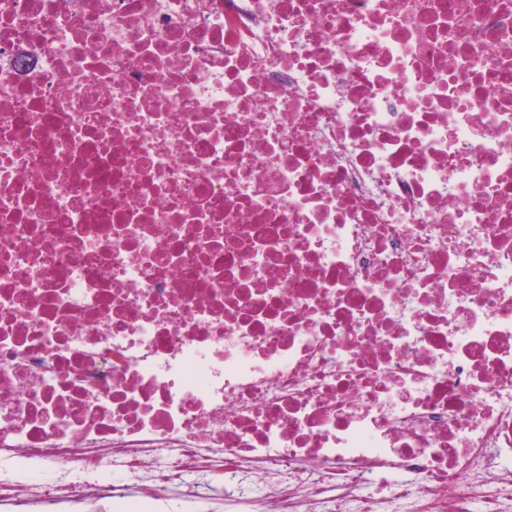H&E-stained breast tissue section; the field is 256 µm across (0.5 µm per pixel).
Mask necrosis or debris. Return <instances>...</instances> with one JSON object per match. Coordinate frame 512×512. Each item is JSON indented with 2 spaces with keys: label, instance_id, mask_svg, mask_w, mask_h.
<instances>
[{
  "label": "necrosis or debris",
  "instance_id": "4bbe7bcc",
  "mask_svg": "<svg viewBox=\"0 0 512 512\" xmlns=\"http://www.w3.org/2000/svg\"><path fill=\"white\" fill-rule=\"evenodd\" d=\"M214 481L512 512V0H0V512Z\"/></svg>",
  "mask_w": 512,
  "mask_h": 512
}]
</instances>
